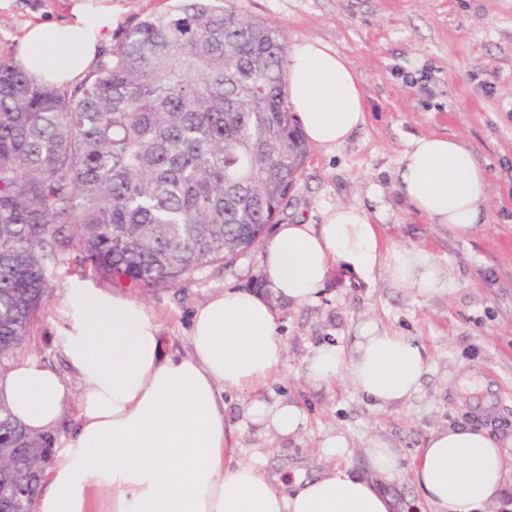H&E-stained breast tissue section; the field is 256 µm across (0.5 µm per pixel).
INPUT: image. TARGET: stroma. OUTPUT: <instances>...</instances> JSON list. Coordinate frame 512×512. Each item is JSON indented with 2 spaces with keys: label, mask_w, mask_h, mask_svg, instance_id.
<instances>
[{
  "label": "stroma",
  "mask_w": 512,
  "mask_h": 512,
  "mask_svg": "<svg viewBox=\"0 0 512 512\" xmlns=\"http://www.w3.org/2000/svg\"><path fill=\"white\" fill-rule=\"evenodd\" d=\"M239 13L267 21L287 43L319 39L336 47L361 74L367 103L364 127L344 144L311 149L289 193L280 224H319L328 209L344 204L378 214L390 247H423L448 283L424 296L395 284L387 273L361 278L334 266L318 298L304 305L280 300L277 334L287 346L279 370L256 395L224 396V424L232 447L268 473L312 474L326 461L369 474L367 448L395 449L402 471L387 484L400 504L415 495L410 464L432 430L464 420L491 435L512 432V0H232ZM69 0H13L0 10V60H13L23 28L66 16ZM461 137L491 185L488 219L470 238L456 240L418 216L400 195V158L414 137ZM259 250L226 266H210L170 288L129 291L126 282L100 278L72 262L52 271L46 299L19 359L34 357L58 372L69 387L63 416L52 431L55 447L72 437L83 382L66 365L57 344L56 314L72 280L88 287L131 292L158 317L163 350H190L197 305L227 288L264 287ZM375 324L413 338L428 370L418 391L381 408L343 381L310 380L308 359L321 347L352 354L361 329ZM482 374L492 385V405L462 408L459 376ZM298 405L305 429L279 435L251 414L253 401ZM342 435L346 448L330 457L322 444Z\"/></svg>",
  "instance_id": "obj_1"
}]
</instances>
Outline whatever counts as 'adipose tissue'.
I'll return each instance as SVG.
<instances>
[{
    "label": "adipose tissue",
    "instance_id": "ef3b65f1",
    "mask_svg": "<svg viewBox=\"0 0 512 512\" xmlns=\"http://www.w3.org/2000/svg\"><path fill=\"white\" fill-rule=\"evenodd\" d=\"M67 17L27 25L15 64L42 86L74 85L96 67L115 24L112 0H71ZM288 99L313 146L329 150L366 123L362 78L321 40L288 51ZM398 189L415 212L454 239L485 222L490 183L457 136L414 138L403 153ZM364 277L386 271L425 296L440 293L442 271L422 247L388 248L367 210L339 206L320 224H282L260 254L268 292L227 288L198 305L191 351L165 355L160 326L143 303L72 283L59 314V343L86 391L71 441L45 469L33 512H396L383 482L399 478L394 449L368 451L370 476L329 466L285 485L228 444L224 399L250 393L278 372L286 355L276 334V299L312 302L336 264ZM427 371L422 346L369 324L351 355L326 347L309 360L316 382H348L377 406L410 398ZM68 388L36 358L0 375V402L42 436L62 417ZM252 415L284 436L305 416L294 404L253 402ZM419 496L411 512H500L512 487V434L475 424L433 430L411 465Z\"/></svg>",
    "mask_w": 512,
    "mask_h": 512
}]
</instances>
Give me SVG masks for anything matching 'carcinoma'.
<instances>
[{"instance_id": "carcinoma-1", "label": "carcinoma", "mask_w": 512, "mask_h": 512, "mask_svg": "<svg viewBox=\"0 0 512 512\" xmlns=\"http://www.w3.org/2000/svg\"><path fill=\"white\" fill-rule=\"evenodd\" d=\"M284 35L212 0H176L127 27L70 89L0 61V368H8L71 256L130 288L258 244L310 148L292 113ZM37 437L0 402V448L22 474Z\"/></svg>"}]
</instances>
